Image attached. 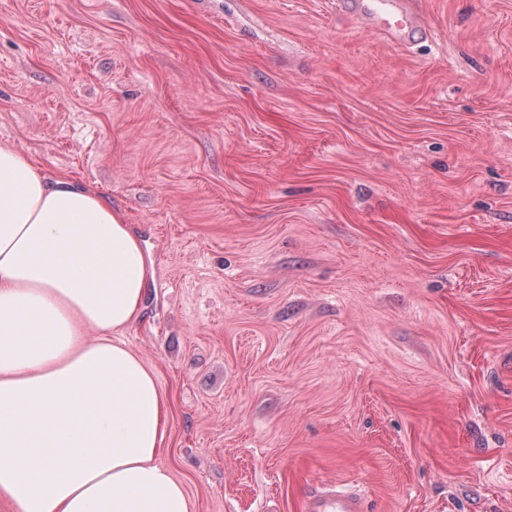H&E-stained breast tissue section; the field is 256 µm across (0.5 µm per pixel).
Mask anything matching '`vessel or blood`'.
I'll return each instance as SVG.
<instances>
[{
    "mask_svg": "<svg viewBox=\"0 0 512 512\" xmlns=\"http://www.w3.org/2000/svg\"><path fill=\"white\" fill-rule=\"evenodd\" d=\"M345 11L372 29L385 32L397 44H408L426 30L424 22L411 11L409 0H340ZM305 512H366L360 494L335 486L322 485L309 493Z\"/></svg>",
    "mask_w": 512,
    "mask_h": 512,
    "instance_id": "obj_1",
    "label": "vessel or blood"
}]
</instances>
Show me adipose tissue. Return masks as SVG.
<instances>
[{"label": "adipose tissue", "mask_w": 512, "mask_h": 512, "mask_svg": "<svg viewBox=\"0 0 512 512\" xmlns=\"http://www.w3.org/2000/svg\"><path fill=\"white\" fill-rule=\"evenodd\" d=\"M153 261L96 191L0 146V495L14 512H192L168 402L122 340Z\"/></svg>", "instance_id": "1"}]
</instances>
